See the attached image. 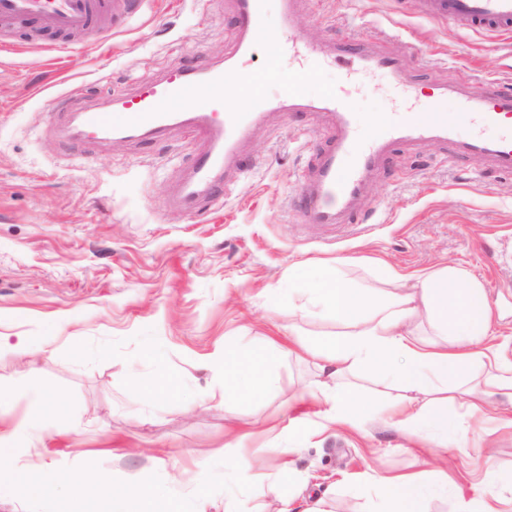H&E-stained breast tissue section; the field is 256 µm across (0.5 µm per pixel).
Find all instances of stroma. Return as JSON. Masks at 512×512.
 <instances>
[{
    "label": "stroma",
    "mask_w": 512,
    "mask_h": 512,
    "mask_svg": "<svg viewBox=\"0 0 512 512\" xmlns=\"http://www.w3.org/2000/svg\"><path fill=\"white\" fill-rule=\"evenodd\" d=\"M294 30L325 52L340 45L400 56L412 80L482 98L487 80L512 91V35L498 36L423 16L418 0H306ZM235 36L231 0H145L107 34H88L52 53L51 36L0 30V334L26 335L54 323L55 352L0 348V388L19 390L0 432L35 412L23 397L40 388L64 416L27 444L32 475L73 461L120 488L185 494L205 482L208 512L246 497L268 512L278 452L296 449L294 512H377L364 495L378 475L414 477L431 512H460L496 497L512 512V405L475 413L483 384L448 403L449 434L421 425L422 445L385 420L378 396L362 430L320 432V403L302 397L314 366L292 353L286 331L288 272L312 261L355 258L344 270L380 287L390 265L411 274L461 265L482 280L497 343L512 357V172L455 143H425L387 154L369 175L348 224L300 217V191L332 118L323 112L271 114L245 147L244 172L220 200L188 212L171 202L195 143L180 131L159 142L84 144L70 133L77 112L110 108L112 96L141 90L176 66L223 62ZM249 71L269 94L280 89L286 56L258 42ZM349 108L362 125L400 112L402 91L369 75ZM281 352L265 397H224L213 361L225 339ZM170 371L178 400L146 401L137 386ZM245 434L254 454L224 478V445ZM58 498H32L0 473V512H61Z\"/></svg>",
    "instance_id": "1"
}]
</instances>
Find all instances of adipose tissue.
<instances>
[{
    "label": "adipose tissue",
    "instance_id": "1",
    "mask_svg": "<svg viewBox=\"0 0 512 512\" xmlns=\"http://www.w3.org/2000/svg\"><path fill=\"white\" fill-rule=\"evenodd\" d=\"M336 260L339 268L351 265ZM337 272L316 273L305 283L302 299L289 302V318L316 312L335 316L346 332L310 349L315 372L306 387L309 396L325 403L326 427L357 426L368 409L354 377L370 373L380 390L398 386L402 394L390 406L395 424L411 428L428 419L449 425L448 394H465L474 366L486 371L485 395L512 402V360L493 342L491 307L481 280L462 266L443 265L405 275L384 267L380 288H359ZM411 289H404V282ZM428 323L432 339L418 336ZM276 346L245 349L224 345L218 366L226 395L244 402L264 396L271 385ZM12 470L26 492L37 497L63 496L71 512H83L90 492H114L103 479L68 463L30 478V465L15 448L0 444V468ZM370 496L386 512H429L428 501L414 479L405 476L375 479Z\"/></svg>",
    "mask_w": 512,
    "mask_h": 512
}]
</instances>
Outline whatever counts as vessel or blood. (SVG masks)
<instances>
[{
    "label": "vessel or blood",
    "instance_id": "b4317fda",
    "mask_svg": "<svg viewBox=\"0 0 512 512\" xmlns=\"http://www.w3.org/2000/svg\"><path fill=\"white\" fill-rule=\"evenodd\" d=\"M122 0H0V27L39 31L58 37L103 32L118 17ZM236 37L223 67L169 69L146 88L118 97L111 112H83L73 121L76 138L94 142L110 135L131 139L157 138L184 129L201 141V148L176 187L172 202L186 210L206 207L221 193V184L236 178L242 150L253 132L272 112H326L333 118L328 144L318 156L304 191L303 213L313 224H344L356 206L364 182L385 153L423 140L447 139L458 128L470 131L469 148L488 151L498 169L512 171V94L487 82L486 93L472 101L458 92L454 113L443 110L446 89H436L425 111L409 122L385 118L361 127L348 106L349 95L337 92L318 101L306 99L299 81L319 69L327 57L320 47L299 35L288 42H269L271 53H287L293 62L277 95L249 87L248 110L228 111V94L247 87L245 63L255 44L266 36L267 0H233ZM430 18L446 19L468 28L494 33L512 32V0H422ZM336 63L347 73L384 70L396 82L408 84L400 58L359 48L337 50Z\"/></svg>",
    "mask_w": 512,
    "mask_h": 512
}]
</instances>
